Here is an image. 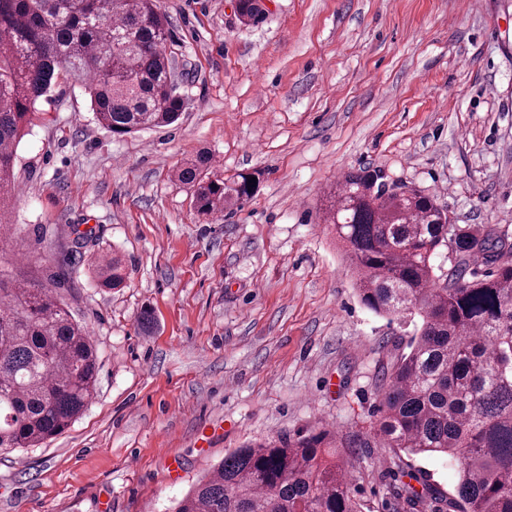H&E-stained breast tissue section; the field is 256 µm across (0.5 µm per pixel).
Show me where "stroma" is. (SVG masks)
I'll use <instances>...</instances> for the list:
<instances>
[{
  "mask_svg": "<svg viewBox=\"0 0 512 512\" xmlns=\"http://www.w3.org/2000/svg\"><path fill=\"white\" fill-rule=\"evenodd\" d=\"M175 124L124 137L58 83L17 149L0 270L54 281L91 333L96 393L69 430L0 451V512H172L226 453L278 435L367 431L387 342L410 335L354 288L326 193L361 168L436 196L454 223L512 231V0H159ZM209 152L258 172L242 207L198 215L173 172ZM117 253L125 287L98 288ZM181 464L168 474L169 458ZM364 512L456 463L340 449ZM262 0H237L236 13L243 26L256 25L265 16Z\"/></svg>",
  "mask_w": 512,
  "mask_h": 512,
  "instance_id": "obj_1",
  "label": "stroma"
}]
</instances>
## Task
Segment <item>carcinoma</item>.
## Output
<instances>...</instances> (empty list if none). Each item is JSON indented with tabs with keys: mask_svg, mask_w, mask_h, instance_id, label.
I'll list each match as a JSON object with an SVG mask.
<instances>
[{
	"mask_svg": "<svg viewBox=\"0 0 512 512\" xmlns=\"http://www.w3.org/2000/svg\"><path fill=\"white\" fill-rule=\"evenodd\" d=\"M244 26L265 16L262 0H237ZM171 31L157 0H0V226L16 184L17 147L38 119L37 101L63 80L80 83L96 121L123 137L175 123ZM252 172L225 177L198 156L175 172L196 211L240 207ZM333 225L361 303L391 317H419L408 341L379 371L378 418L370 430L283 436L237 448L177 501L175 512H361L338 448H389L458 465L453 492L407 485L413 512H512V244L506 230L470 224L448 233L445 212L423 190L400 191L369 170L347 173L327 195ZM449 249L450 267L434 264ZM482 257L487 269L471 260ZM101 288L126 279L118 257L93 261ZM98 363L86 328L53 283L0 270V450L34 447L85 412Z\"/></svg>",
	"mask_w": 512,
	"mask_h": 512,
	"instance_id": "obj_1",
	"label": "carcinoma"
}]
</instances>
